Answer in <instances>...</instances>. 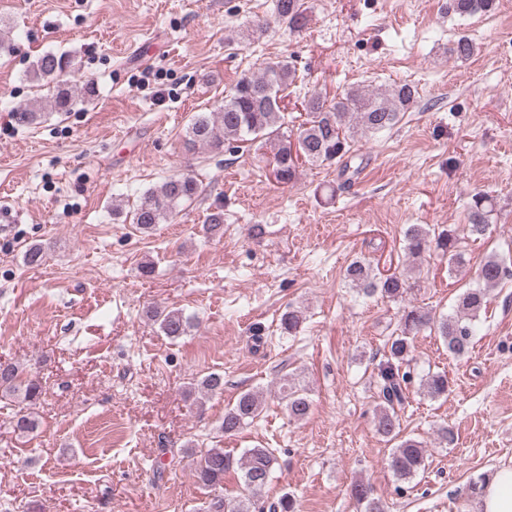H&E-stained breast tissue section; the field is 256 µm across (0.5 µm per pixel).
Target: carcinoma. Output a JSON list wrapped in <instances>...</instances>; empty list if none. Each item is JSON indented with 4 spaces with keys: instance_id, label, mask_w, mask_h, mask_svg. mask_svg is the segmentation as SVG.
<instances>
[{
    "instance_id": "cac0c4a2",
    "label": "carcinoma",
    "mask_w": 512,
    "mask_h": 512,
    "mask_svg": "<svg viewBox=\"0 0 512 512\" xmlns=\"http://www.w3.org/2000/svg\"><path fill=\"white\" fill-rule=\"evenodd\" d=\"M496 0H448V9L465 16L494 10ZM275 18L292 31L302 30L308 21L306 0H275ZM448 53L458 59H467L474 53L472 41L465 35L450 42ZM72 59L66 53L48 51L32 63L27 77L37 83L53 85L52 109L69 112L79 100L78 88L66 79ZM294 70L286 60L267 63L256 75L241 78L230 94L224 96V105L218 111L195 113L185 130L188 150L210 148L227 149L237 153L257 144L270 146L273 151V168L276 181L288 185L297 177L299 158L310 162L336 163L342 172L357 174L362 166L351 167L349 140L355 133L375 136L396 127L416 102V89L405 83L380 90L360 87L350 88L338 100H329L319 94L305 101L308 118L295 136L284 132L288 115L284 113L285 92L292 84ZM199 194V184L190 173L170 178L156 189L145 191L136 207L130 211L129 221L143 233H151L156 225L173 219L181 207ZM495 212L492 199L476 192L467 205V224L462 229L433 228L423 224H410L404 232V251L418 259L434 250L448 258L449 270L461 272L466 267L467 241L482 238L491 224ZM202 232L208 238L224 234V212L210 213ZM47 246L30 245L23 255L29 267H38L44 261ZM351 287L365 296L381 295L401 299L410 288L409 281L401 274L380 276L373 267L361 260L352 261L345 271ZM512 279V264L496 254L486 257L478 268L477 283L460 294L453 314L435 317L431 312L416 306L403 309L397 328L383 347L377 364L375 379L377 431L391 440L401 433V413L409 405V391L414 381L432 399L448 397L450 381L445 373L427 374L415 378L411 366L414 336L429 330L439 336L456 358L466 356L472 348L475 322L486 309L488 291ZM146 316L171 340L188 335L195 327L194 319L180 309L151 307ZM302 317L296 310L282 315L281 329L290 336L298 332ZM205 396L224 392V376L210 373L196 383ZM279 394L288 416L296 421L305 419L311 408L306 388L286 375L281 379ZM42 386L32 371L22 365L0 360V398L20 399L32 407L39 403ZM265 404L263 393L248 390L240 393L224 411L220 431L234 434L253 423L262 413ZM37 427L32 414H16L14 431L27 436ZM426 451L423 443L413 438L400 439L388 457V467L400 481L416 478L426 468ZM276 462L274 449L249 448L235 458L218 446L200 451L195 468L197 483L204 489L224 485V477L231 471L241 473L239 494L227 499L215 496L209 500L206 512H296L295 502L287 493L276 501L265 504L261 493L271 480ZM352 496L365 505V512H384L380 500L372 497L371 486L363 482L352 488Z\"/></svg>"
}]
</instances>
